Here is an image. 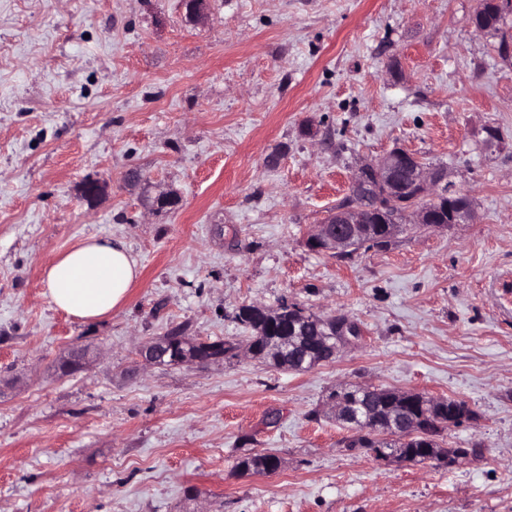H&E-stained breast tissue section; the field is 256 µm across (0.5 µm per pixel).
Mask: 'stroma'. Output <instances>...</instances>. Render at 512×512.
<instances>
[{"label":"stroma","mask_w":512,"mask_h":512,"mask_svg":"<svg viewBox=\"0 0 512 512\" xmlns=\"http://www.w3.org/2000/svg\"><path fill=\"white\" fill-rule=\"evenodd\" d=\"M476 5L211 0L195 24L181 0H0V512H512V13L480 33ZM396 148L446 170L474 222L309 249L354 170ZM170 189L180 205L153 210ZM91 235L142 275L83 323L43 268ZM284 298L361 341L302 372L138 361L179 323L245 340L235 309ZM77 348L96 360L60 375ZM340 385L465 401L479 420L444 439L480 457L348 448L325 412ZM257 451L280 469L240 472Z\"/></svg>","instance_id":"35a3bbf8"}]
</instances>
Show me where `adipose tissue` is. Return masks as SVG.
<instances>
[{"instance_id": "adipose-tissue-1", "label": "adipose tissue", "mask_w": 512, "mask_h": 512, "mask_svg": "<svg viewBox=\"0 0 512 512\" xmlns=\"http://www.w3.org/2000/svg\"><path fill=\"white\" fill-rule=\"evenodd\" d=\"M139 275L123 239L90 236L48 263L44 284L56 307L90 323L120 307Z\"/></svg>"}]
</instances>
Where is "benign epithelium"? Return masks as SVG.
<instances>
[{"label":"benign epithelium","mask_w":512,"mask_h":512,"mask_svg":"<svg viewBox=\"0 0 512 512\" xmlns=\"http://www.w3.org/2000/svg\"><path fill=\"white\" fill-rule=\"evenodd\" d=\"M182 5L185 18L190 22H202L209 17V0H182ZM506 5V0H478L473 15L475 28L486 31L484 24L491 14ZM106 188L102 179L87 180L82 185V195L93 202L105 193ZM381 190L397 205L389 220L380 218L373 208L365 206V202ZM466 196L465 191L454 188L447 181L445 171L431 168L413 154L396 149L356 168L351 177L349 202L333 211L328 221L315 225L306 244L313 251L345 255L362 245H371L379 238L389 240L404 224H427L433 229L446 228L450 224H471L475 217L473 209L458 203V199ZM443 211L448 212L446 222L438 218ZM361 336L362 331L354 321L336 315L322 316L316 322L314 336H304L299 325H291L288 343L306 363L328 352L335 358ZM139 356L147 365L209 363L201 358L195 342L184 339L173 344L165 336L147 343ZM330 410L356 428L366 416V411L354 410L345 402H330Z\"/></svg>","instance_id":"benign-epithelium-1"}]
</instances>
